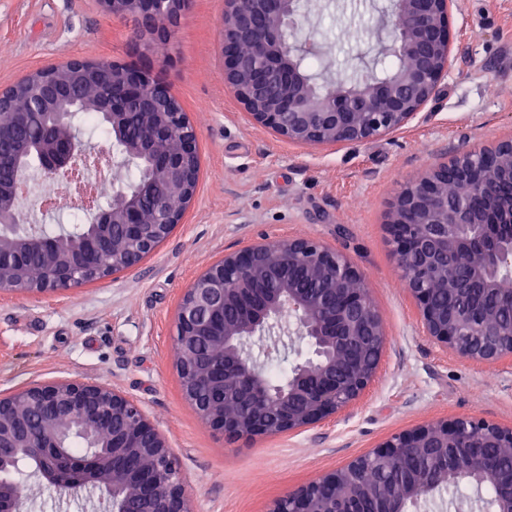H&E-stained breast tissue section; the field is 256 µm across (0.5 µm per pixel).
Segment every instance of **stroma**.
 Here are the masks:
<instances>
[{
  "label": "stroma",
  "mask_w": 512,
  "mask_h": 512,
  "mask_svg": "<svg viewBox=\"0 0 512 512\" xmlns=\"http://www.w3.org/2000/svg\"><path fill=\"white\" fill-rule=\"evenodd\" d=\"M386 0H309L313 61L358 75ZM224 0H195L172 38L142 55L133 25L98 0H0V88L71 58L133 63L160 77L198 134V193L139 265L54 296L0 297V392L36 382L107 383L165 434L195 512H267L289 490L347 466L392 435L471 416L512 427V359L457 358L428 336L400 288L386 228L405 184L455 152L512 139V0H456L453 62L437 100L402 129L357 145H297L255 125L224 82ZM360 32L356 43L340 27ZM207 102L208 111L198 109ZM311 238L363 274L388 343L351 408L302 432L228 444L185 400L173 358L178 307L224 254L263 238Z\"/></svg>",
  "instance_id": "35a3bbf8"
}]
</instances>
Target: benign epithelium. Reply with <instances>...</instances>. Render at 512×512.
<instances>
[{"instance_id":"7a95c632","label":"benign epithelium","mask_w":512,"mask_h":512,"mask_svg":"<svg viewBox=\"0 0 512 512\" xmlns=\"http://www.w3.org/2000/svg\"><path fill=\"white\" fill-rule=\"evenodd\" d=\"M115 19L134 18L139 47L169 40L191 13L193 0H99ZM454 0H391L386 19L388 49L401 60L385 80L362 73L352 91L335 90V76L308 78L304 53L315 46L303 33L301 0H224L222 52L224 82L252 120L294 143L356 144L408 124L436 96L448 74L451 39L448 18ZM94 61L73 58L40 68L33 99L74 105L50 113L36 147L41 175L53 180L75 164L83 142L76 135L58 143L53 134L72 127L75 112L93 109L112 127L126 162L143 166L134 183L119 182L102 222L112 238L95 231L62 253L57 241L37 228L23 229L16 202L0 203V292L53 295L138 265L183 222L194 200L200 169L198 137L179 100L165 83L133 64L111 63L112 97L77 100L66 72L91 81ZM140 106L148 137H124V107ZM491 155L485 168L478 157ZM28 162L0 150V170L25 177ZM455 182L463 196L483 200L479 208L445 191ZM154 219L144 222L143 199ZM512 140L463 150L407 183L393 203L387 230L396 262L415 299L429 336L458 357L484 364L512 358V321L492 313L468 322L439 312L431 296L436 285L474 300L497 292L512 269ZM36 248L46 258L43 277L27 280L22 264ZM275 278L279 288L261 287ZM288 333L307 342L310 354L293 369L288 384L270 385L249 351L257 336ZM506 336L493 345L476 336ZM372 346L382 358L387 343L383 322L360 272L338 251L307 238L268 239L224 255L184 291L173 355L183 392L225 382L226 389L258 411L242 414L224 404L194 405L204 425L227 443H249L301 431L355 403L374 380L378 366L356 363L345 380L341 370L351 343ZM275 402L273 419L259 408ZM451 448L448 468L433 470L430 486L466 475L476 486L492 482L497 461L491 448L512 447V427L459 417L397 433L372 451L391 460L405 448ZM32 466L44 488L71 496L101 491L109 503L124 497L120 512H194L192 497L166 437L150 422L139 401L108 384L63 380L33 383L0 393V512H24L31 486L21 465ZM347 468L316 477L276 499L268 512H332L327 495L346 482Z\"/></svg>"}]
</instances>
